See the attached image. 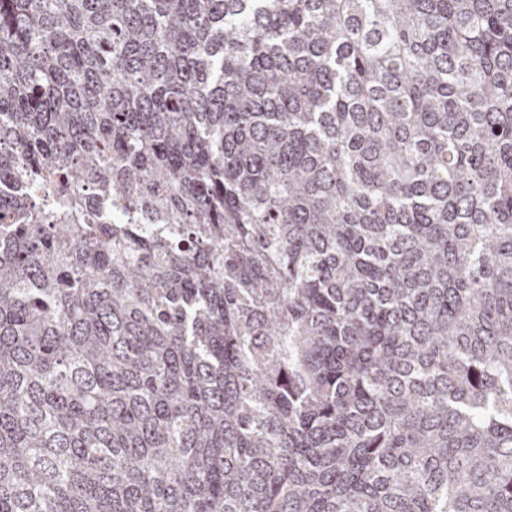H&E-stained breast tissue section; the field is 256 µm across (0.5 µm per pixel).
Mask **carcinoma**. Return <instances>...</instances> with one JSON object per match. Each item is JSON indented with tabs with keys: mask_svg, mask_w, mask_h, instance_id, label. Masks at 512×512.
Here are the masks:
<instances>
[{
	"mask_svg": "<svg viewBox=\"0 0 512 512\" xmlns=\"http://www.w3.org/2000/svg\"><path fill=\"white\" fill-rule=\"evenodd\" d=\"M0 512H512V0H0Z\"/></svg>",
	"mask_w": 512,
	"mask_h": 512,
	"instance_id": "cac0c4a2",
	"label": "carcinoma"
}]
</instances>
